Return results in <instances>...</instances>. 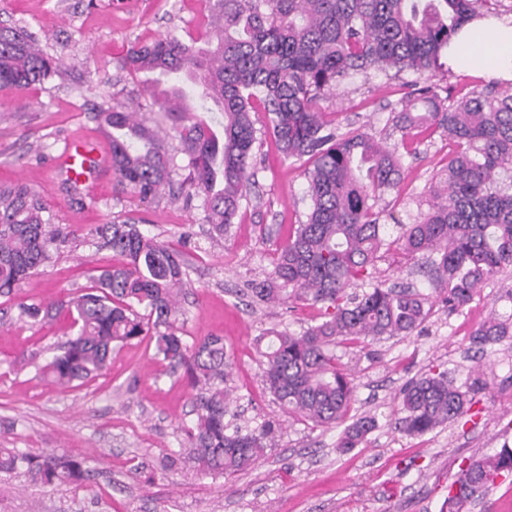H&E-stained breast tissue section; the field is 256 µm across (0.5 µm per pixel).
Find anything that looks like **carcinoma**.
Segmentation results:
<instances>
[{
  "label": "carcinoma",
  "mask_w": 512,
  "mask_h": 512,
  "mask_svg": "<svg viewBox=\"0 0 512 512\" xmlns=\"http://www.w3.org/2000/svg\"><path fill=\"white\" fill-rule=\"evenodd\" d=\"M498 0H205L210 31L187 40L168 34L130 43L115 69L145 76L159 121L170 122L184 164L166 136L128 108L98 106L112 139V167L122 189L142 200L163 194L196 198L211 234L228 233L254 182L255 150L274 139L286 158L308 157L306 219L277 252L272 269L251 282V297L268 306L303 301L319 321L295 334L271 328L256 338L264 382L289 415L321 427L346 419L353 396L336 348L367 339L408 336L424 327L430 296L375 280L376 262L396 248L427 259L432 294L455 311L500 269L512 266V94L474 92L453 105L430 85L411 84L394 127L409 134L438 127L457 146L430 191L428 210L391 237L378 203L401 182L402 154L365 134L339 135L323 120L325 93L357 75H424L472 18ZM64 57L49 55L24 27L0 26V92L43 84ZM96 245L118 262L96 270L94 286L48 305L18 304L19 318L41 324L65 308L74 334L38 369L71 387L98 376L114 349L154 340L155 357L184 368L195 391L196 419L181 427L179 459L200 472L233 474L256 463L275 441L268 422L229 428L231 374L224 339L187 345L178 335L177 296L184 284L180 254L144 235L136 222L114 218L95 230ZM75 231L56 222L51 206L25 183L0 184V297L51 263ZM362 291L353 292L351 287ZM512 331V313L492 317L472 335L478 348ZM473 405L471 388L432 370L401 391L395 428L424 434L455 421ZM377 427L364 415L345 426L338 447L362 444ZM512 448L471 460L449 493L448 512L481 499ZM0 473L48 485L80 486L90 470L72 457L0 448Z\"/></svg>",
  "instance_id": "carcinoma-1"
}]
</instances>
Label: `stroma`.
<instances>
[{
  "mask_svg": "<svg viewBox=\"0 0 512 512\" xmlns=\"http://www.w3.org/2000/svg\"><path fill=\"white\" fill-rule=\"evenodd\" d=\"M2 21L35 32L44 50L64 53L66 63L45 84L0 92V184L27 183L50 203L58 223L81 235L77 247L62 248L54 263L21 285L16 301L48 304L89 287L93 271L112 262L111 252L95 245L96 227L115 215L142 220L143 233L182 254L187 278L178 327L184 341L224 339L237 424L253 429L273 421L280 434L255 465L230 476L167 466L184 442L183 425L194 419L182 371L155 358L152 343L135 341L115 349L96 379L60 389L37 368L70 336L67 312L33 326L12 309L0 321V448L89 457L99 473L77 488L2 474L0 512H441L472 456L512 447V335L481 350L472 343L484 321L512 312V267L487 280L458 311L434 302L422 331L361 350L338 348L353 385L349 418H378L361 445L344 451L337 446L340 428L315 427L282 409L264 386L255 347L256 337L272 327L302 332L315 324L318 309L268 308L248 295L250 282L270 270L276 249L309 210L308 160L284 159L265 142L240 220L221 239L210 237L197 204L145 203L118 187L96 106L105 95L118 107L135 102L150 122L157 108L113 61L134 40L202 35V0H0ZM414 79L409 72L391 80L359 75L321 103L338 133H366L405 147L400 186L379 203L386 224L412 223L426 210L430 188L455 150L444 130L405 136L394 128L392 115ZM428 82L452 101L473 91L512 93V82L482 65L461 72L441 67ZM70 142L99 150L89 185L74 187L55 167ZM421 264L391 252L376 272L386 283L426 294ZM438 369L460 385L481 381L471 410L420 436L394 429L401 387Z\"/></svg>",
  "mask_w": 512,
  "mask_h": 512,
  "instance_id": "stroma-1",
  "label": "stroma"
}]
</instances>
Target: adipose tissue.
<instances>
[{"label": "adipose tissue", "mask_w": 512, "mask_h": 512, "mask_svg": "<svg viewBox=\"0 0 512 512\" xmlns=\"http://www.w3.org/2000/svg\"><path fill=\"white\" fill-rule=\"evenodd\" d=\"M489 61L493 73L512 81V22L495 17L474 19L455 35L448 48L453 69H471Z\"/></svg>", "instance_id": "obj_1"}]
</instances>
